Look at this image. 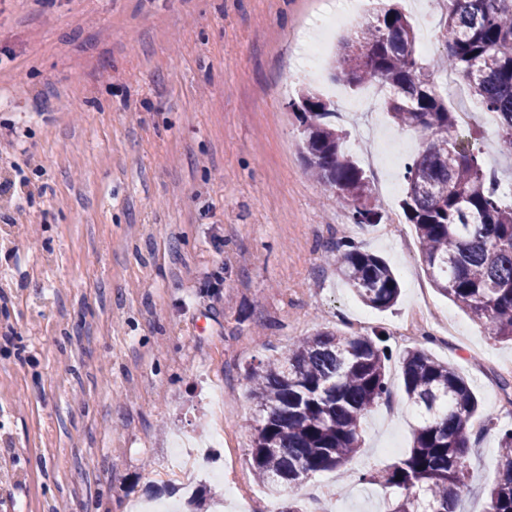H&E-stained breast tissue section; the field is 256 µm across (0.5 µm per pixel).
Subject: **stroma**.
Masks as SVG:
<instances>
[{"mask_svg": "<svg viewBox=\"0 0 512 512\" xmlns=\"http://www.w3.org/2000/svg\"><path fill=\"white\" fill-rule=\"evenodd\" d=\"M316 0H0V512H132L176 496L156 477L175 437L213 425L209 396L234 403L224 444L198 460V512H240L225 483L269 496L251 465L248 368L284 357L328 327L387 334L461 372L483 416L512 411V344L492 338L431 284L402 191L377 224L344 233L346 212L306 170L290 101L331 95L329 71L300 67ZM460 139L512 185L493 113L449 98ZM345 147L377 182L370 127L399 135L386 112L337 117ZM412 145L420 140L407 131ZM27 202L17 214L16 202ZM25 229L14 238L9 217ZM351 241L383 255L402 299L363 305L329 262ZM425 330L403 335L415 310ZM16 335L6 346L3 335ZM389 398L362 423L360 452L313 475L307 497L339 490L333 512H389L359 474L403 458L417 415L389 363ZM497 425L469 432L459 512H484L496 475Z\"/></svg>", "mask_w": 512, "mask_h": 512, "instance_id": "stroma-1", "label": "stroma"}]
</instances>
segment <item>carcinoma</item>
Listing matches in <instances>:
<instances>
[{
  "label": "carcinoma",
  "instance_id": "cac0c4a2",
  "mask_svg": "<svg viewBox=\"0 0 512 512\" xmlns=\"http://www.w3.org/2000/svg\"><path fill=\"white\" fill-rule=\"evenodd\" d=\"M448 36L424 64L414 27L390 0L342 43L333 78L357 88L380 81L384 108L400 127L419 133L423 149L406 168L402 210L415 227L427 273L439 292L479 320L492 338L512 341V206L485 178L479 150L452 136L458 115L430 85L450 70L498 119L512 154V0H440ZM300 123L306 169L336 197L353 224H378L364 170L344 150L331 123L333 103L313 90L290 104ZM337 275L367 306L385 311L400 297L388 263L349 242L337 251ZM383 334L346 336L316 330L246 374L254 417L251 467L278 499V512H307L297 489L307 478L344 465L362 447L361 422L389 393ZM403 392L418 409L406 456L361 481L399 492L391 512H455L465 488L468 428L479 400L456 369L418 346L401 360ZM485 512H512V427L499 432L496 478Z\"/></svg>",
  "mask_w": 512,
  "mask_h": 512
}]
</instances>
